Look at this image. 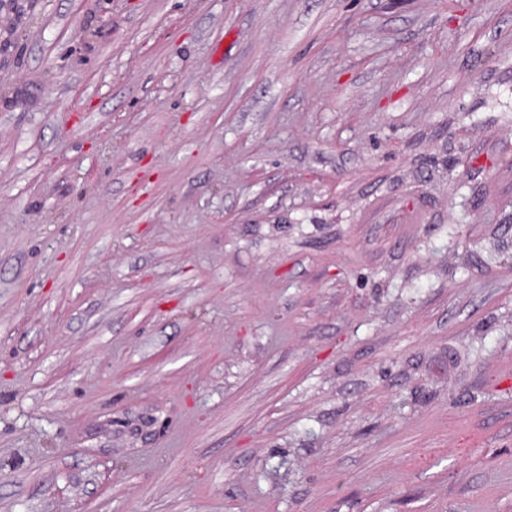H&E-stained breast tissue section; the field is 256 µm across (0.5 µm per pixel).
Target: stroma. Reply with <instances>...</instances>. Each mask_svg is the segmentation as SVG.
<instances>
[{
	"mask_svg": "<svg viewBox=\"0 0 512 512\" xmlns=\"http://www.w3.org/2000/svg\"><path fill=\"white\" fill-rule=\"evenodd\" d=\"M0 512H512V0H0Z\"/></svg>",
	"mask_w": 512,
	"mask_h": 512,
	"instance_id": "1",
	"label": "stroma"
}]
</instances>
